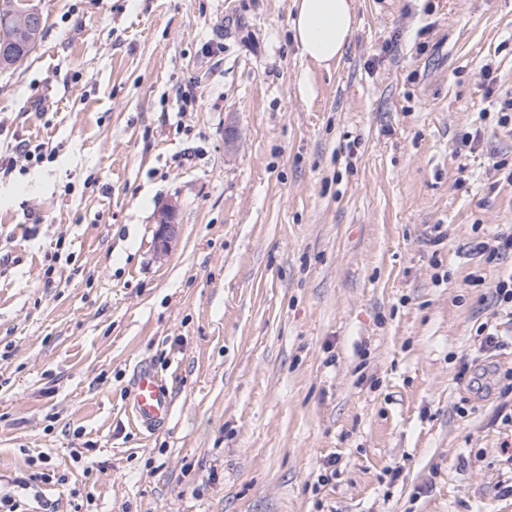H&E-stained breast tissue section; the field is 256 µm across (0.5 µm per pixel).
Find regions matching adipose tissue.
Wrapping results in <instances>:
<instances>
[{"label": "adipose tissue", "mask_w": 512, "mask_h": 512, "mask_svg": "<svg viewBox=\"0 0 512 512\" xmlns=\"http://www.w3.org/2000/svg\"><path fill=\"white\" fill-rule=\"evenodd\" d=\"M293 38L306 57L319 68L339 60L355 24L354 0H294Z\"/></svg>", "instance_id": "1"}]
</instances>
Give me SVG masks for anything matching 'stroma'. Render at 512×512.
I'll return each mask as SVG.
<instances>
[{
  "instance_id": "obj_1",
  "label": "stroma",
  "mask_w": 512,
  "mask_h": 512,
  "mask_svg": "<svg viewBox=\"0 0 512 512\" xmlns=\"http://www.w3.org/2000/svg\"><path fill=\"white\" fill-rule=\"evenodd\" d=\"M292 3L33 0L43 38L0 72V155L56 150L0 176L24 512H512V316L473 249L512 227L479 73L512 92V0H355L327 71ZM141 366L173 388L151 434ZM40 453L55 481L15 487ZM48 148L45 147L44 143L36 145L31 144L29 141H20L14 146V157H10L6 163L0 162V173L3 175L10 174L14 167L17 166V159L40 161L46 156ZM177 206L166 204L158 211L156 233V252L159 258L168 255L172 248V242L177 237ZM128 399L131 416L142 429L155 432L167 426L173 407L172 390L150 368L137 369Z\"/></svg>"
}]
</instances>
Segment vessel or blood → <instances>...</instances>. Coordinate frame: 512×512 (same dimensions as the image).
<instances>
[{
  "instance_id": "1",
  "label": "vessel or blood",
  "mask_w": 512,
  "mask_h": 512,
  "mask_svg": "<svg viewBox=\"0 0 512 512\" xmlns=\"http://www.w3.org/2000/svg\"><path fill=\"white\" fill-rule=\"evenodd\" d=\"M128 399L131 416L142 429L155 432L167 426L173 407L172 390L150 368L137 369Z\"/></svg>"
}]
</instances>
